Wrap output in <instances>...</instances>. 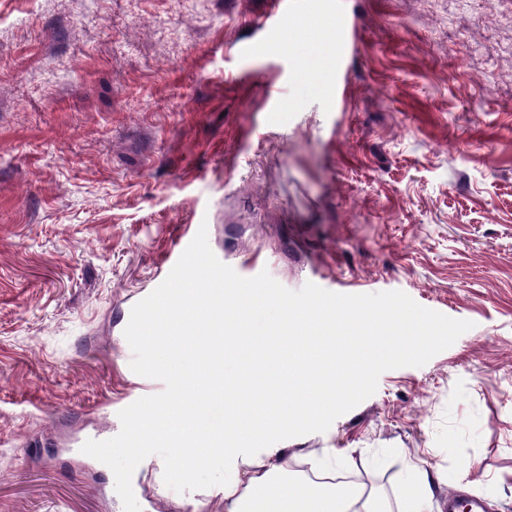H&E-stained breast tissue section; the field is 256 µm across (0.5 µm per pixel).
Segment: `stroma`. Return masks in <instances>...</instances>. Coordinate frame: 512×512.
I'll return each instance as SVG.
<instances>
[{"instance_id":"stroma-1","label":"stroma","mask_w":512,"mask_h":512,"mask_svg":"<svg viewBox=\"0 0 512 512\" xmlns=\"http://www.w3.org/2000/svg\"><path fill=\"white\" fill-rule=\"evenodd\" d=\"M486 2L0 0V512H121L75 444L131 405L128 308L202 222L235 272L473 323L294 464L512 512V0Z\"/></svg>"}]
</instances>
